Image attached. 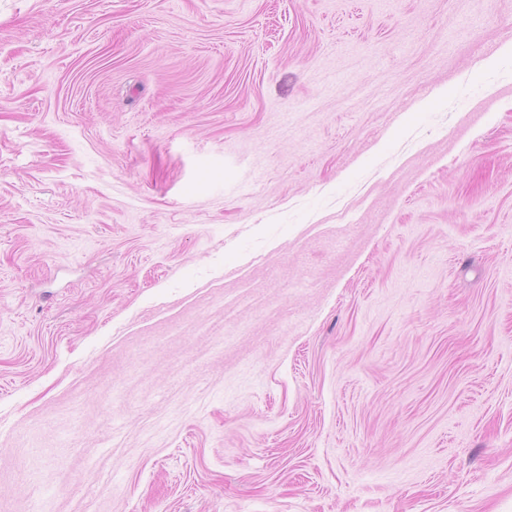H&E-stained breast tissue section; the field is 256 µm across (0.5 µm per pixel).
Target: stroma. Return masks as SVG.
<instances>
[{
  "label": "stroma",
  "mask_w": 512,
  "mask_h": 512,
  "mask_svg": "<svg viewBox=\"0 0 512 512\" xmlns=\"http://www.w3.org/2000/svg\"><path fill=\"white\" fill-rule=\"evenodd\" d=\"M512 0H0V512H512Z\"/></svg>",
  "instance_id": "stroma-1"
}]
</instances>
